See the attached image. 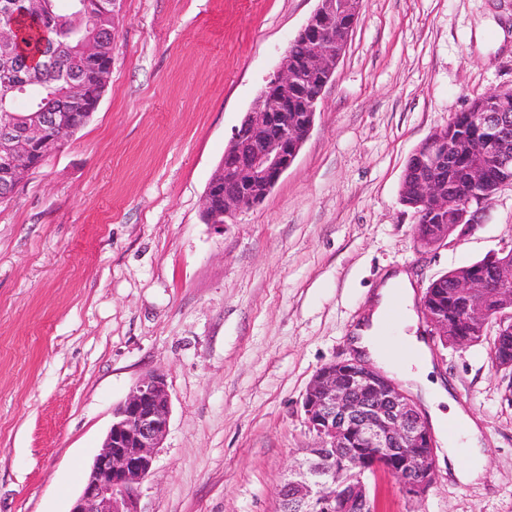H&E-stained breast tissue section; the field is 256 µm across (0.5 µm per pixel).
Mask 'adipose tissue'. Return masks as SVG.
Returning <instances> with one entry per match:
<instances>
[{"label": "adipose tissue", "instance_id": "ef3b65f1", "mask_svg": "<svg viewBox=\"0 0 512 512\" xmlns=\"http://www.w3.org/2000/svg\"><path fill=\"white\" fill-rule=\"evenodd\" d=\"M403 313L393 317V305ZM414 284L402 270L389 271L372 297L369 317L350 336L353 350L396 375L418 394L431 425L443 437L441 464L457 482L467 485L483 475V434L475 419L455 400L444 380L434 374L427 345L415 333Z\"/></svg>", "mask_w": 512, "mask_h": 512}]
</instances>
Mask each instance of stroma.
Wrapping results in <instances>:
<instances>
[{
	"label": "stroma",
	"mask_w": 512,
	"mask_h": 512,
	"mask_svg": "<svg viewBox=\"0 0 512 512\" xmlns=\"http://www.w3.org/2000/svg\"><path fill=\"white\" fill-rule=\"evenodd\" d=\"M318 0H117L90 121L0 203V512H69L114 409L171 396L141 512H277L316 440L302 399L352 356L392 269L416 294L512 248V186L431 250L400 201L422 141L512 88V0H363L294 164L223 233L202 198L231 132ZM480 423L485 477L423 499L371 478L378 512H512V375L491 344H427Z\"/></svg>",
	"instance_id": "1"
}]
</instances>
